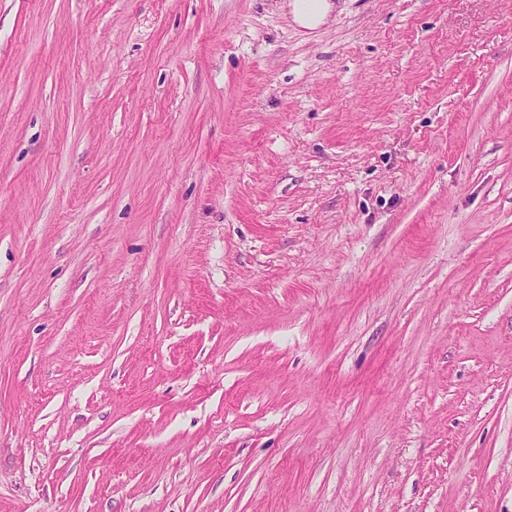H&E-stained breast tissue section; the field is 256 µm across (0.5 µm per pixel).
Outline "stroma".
Masks as SVG:
<instances>
[{
	"instance_id": "35a3bbf8",
	"label": "stroma",
	"mask_w": 512,
	"mask_h": 512,
	"mask_svg": "<svg viewBox=\"0 0 512 512\" xmlns=\"http://www.w3.org/2000/svg\"><path fill=\"white\" fill-rule=\"evenodd\" d=\"M0 0V512H512V0ZM291 12L296 21L306 27H315L323 23L333 10L330 0H291Z\"/></svg>"
}]
</instances>
